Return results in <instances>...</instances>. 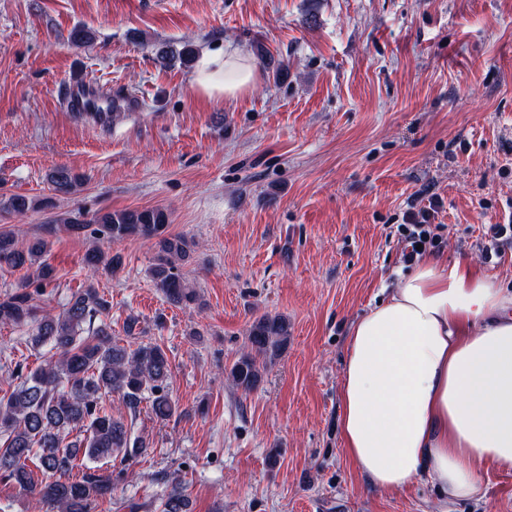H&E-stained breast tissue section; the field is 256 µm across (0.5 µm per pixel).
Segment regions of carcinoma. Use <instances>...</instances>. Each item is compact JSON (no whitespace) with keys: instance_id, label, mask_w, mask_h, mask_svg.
<instances>
[{"instance_id":"cac0c4a2","label":"carcinoma","mask_w":512,"mask_h":512,"mask_svg":"<svg viewBox=\"0 0 512 512\" xmlns=\"http://www.w3.org/2000/svg\"><path fill=\"white\" fill-rule=\"evenodd\" d=\"M50 179L55 190L65 194L81 184V178L65 166L57 167ZM59 222L74 233L95 224L92 233L108 244L135 236L156 240L149 267L154 287L174 305L197 302V294L177 266L186 256L187 241L166 235L169 218L164 210L106 212L87 222L61 217ZM46 249L42 239L20 247L12 232H0V269L29 270L15 291L0 295V323L28 328L32 349L48 354L45 364L34 370L25 373L17 364L0 375V384L7 386L0 397V477L30 489L38 502L55 512H95L99 499L112 491V471L105 465L117 459L129 462L146 448L143 438L131 435L125 416L135 418L145 400L159 420L174 414L170 363L158 344L141 343L131 349L113 342L104 324L83 335L84 325L109 308L92 284L73 293L58 314L38 313L34 292L28 288L39 292L56 279L55 269L43 260ZM85 264L114 272L122 258L97 249L86 254ZM249 342L252 352L229 370L233 382L245 391L259 383L263 361L275 358L287 344V320L259 317L249 330ZM114 394L119 400L115 409L104 402ZM74 431L80 439L71 441ZM80 456L94 466L74 481L70 472ZM29 461L45 475L37 486L32 484ZM188 505L181 485L160 498V512H187Z\"/></svg>"}]
</instances>
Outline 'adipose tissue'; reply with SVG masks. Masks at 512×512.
<instances>
[{"mask_svg": "<svg viewBox=\"0 0 512 512\" xmlns=\"http://www.w3.org/2000/svg\"><path fill=\"white\" fill-rule=\"evenodd\" d=\"M255 81L247 56L204 51L192 87L215 102ZM348 458L380 489L427 480L441 504L512 472V292L468 261L428 254L350 332L341 381Z\"/></svg>", "mask_w": 512, "mask_h": 512, "instance_id": "obj_1", "label": "adipose tissue"}]
</instances>
